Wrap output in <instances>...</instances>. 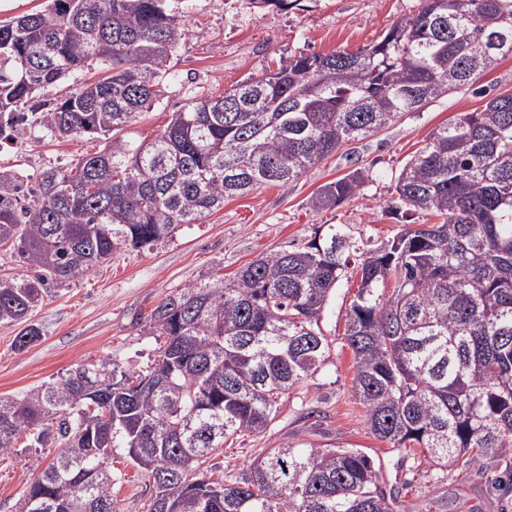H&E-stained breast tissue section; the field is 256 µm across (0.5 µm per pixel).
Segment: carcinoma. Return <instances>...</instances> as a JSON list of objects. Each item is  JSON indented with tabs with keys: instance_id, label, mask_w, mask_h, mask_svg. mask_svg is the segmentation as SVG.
I'll use <instances>...</instances> for the list:
<instances>
[{
	"instance_id": "cac0c4a2",
	"label": "carcinoma",
	"mask_w": 512,
	"mask_h": 512,
	"mask_svg": "<svg viewBox=\"0 0 512 512\" xmlns=\"http://www.w3.org/2000/svg\"><path fill=\"white\" fill-rule=\"evenodd\" d=\"M174 0H45L0 21V139L26 118L52 138L103 147L42 170L21 194L0 166V244L28 274L0 278V322L23 325L47 285L82 277L122 249L173 237L262 185L303 175L343 144L382 131L512 56V0H422L417 13L354 52L295 55L218 98L175 112L154 139L117 135L161 98L188 22ZM494 33L505 38L483 54ZM98 66L101 75L81 73ZM71 78L61 99L44 92ZM360 168L313 205L355 197ZM399 205L442 222L380 243L342 224L298 250L238 269L227 286L191 285L152 316L162 345L136 373L79 364L20 398L0 396V454L31 432L57 456L19 512H117L109 461L153 480L148 512H394L367 454L335 444L268 448L235 474L204 464L260 434L287 391L330 355L321 322L350 265L360 285L343 336L355 397L374 437L463 470L504 465L512 493V95L433 130L396 178Z\"/></svg>"
}]
</instances>
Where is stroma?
Segmentation results:
<instances>
[{"label": "stroma", "instance_id": "35a3bbf8", "mask_svg": "<svg viewBox=\"0 0 512 512\" xmlns=\"http://www.w3.org/2000/svg\"><path fill=\"white\" fill-rule=\"evenodd\" d=\"M421 0H297L285 10L257 11L248 0H179L189 32L171 61L159 103L126 126L122 136L148 141L166 128L174 112L202 98L223 94L279 60L300 54L355 51L376 41L397 21L417 12ZM499 94H512V56L502 59L473 86L451 92L368 138L341 146L299 178L264 185L225 199L221 209L179 227L172 238L136 251L121 250L87 276L52 285L29 317L42 336L18 349V326L0 322V396H22L30 387L63 378L76 365L109 358L126 369L150 364L160 339L150 316L185 287L232 278L245 264L272 252L304 248L317 229L345 225L354 241L393 238L404 224L436 223L435 215H395V177L437 126L482 111ZM101 142L90 137L58 141L42 128L25 126L0 143V166L23 176L30 189L48 167H69ZM369 178L355 198L330 210H315L314 192L354 168ZM358 278L340 281L322 322L331 355L321 370L296 385L266 433H244L217 449L215 472L247 468L264 448L334 443L370 456L386 488L399 490L407 512H428L429 498L448 492L455 512H512V496L488 484L485 475L441 468L414 459L376 439L354 397L353 354L344 347L345 310ZM55 448L32 445L20 434L11 453L0 454V512H18L20 499L55 456ZM112 495L118 512H145L153 483L125 456L112 461Z\"/></svg>", "mask_w": 512, "mask_h": 512}]
</instances>
